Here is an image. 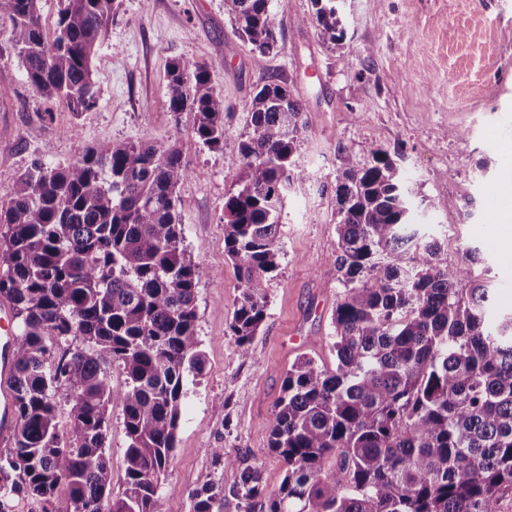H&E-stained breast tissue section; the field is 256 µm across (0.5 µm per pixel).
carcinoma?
Wrapping results in <instances>:
<instances>
[{
    "instance_id": "1",
    "label": "carcinoma",
    "mask_w": 512,
    "mask_h": 512,
    "mask_svg": "<svg viewBox=\"0 0 512 512\" xmlns=\"http://www.w3.org/2000/svg\"><path fill=\"white\" fill-rule=\"evenodd\" d=\"M39 2L0 0L28 82L49 104L89 112L99 104L93 59L119 0H63L50 30ZM337 2L312 0L332 42L344 38ZM224 7L254 49L278 50L284 17L269 0ZM166 78L168 111L193 113L199 142L222 148L224 98L210 67L174 59ZM302 112L287 85L256 92L239 188L224 202V253L241 285L229 330L244 356L266 318L284 193L305 178L293 164ZM192 174L176 146L102 142L71 163L33 161L0 205V296L19 320L0 512L20 494L50 504L62 485L75 512H165L158 481L176 445L185 377L204 367L195 300L206 271L183 247L176 192ZM336 203V366L293 362L269 440L283 479L269 490L246 465L233 495L247 512H492L512 488V313L487 324L490 288L462 287L467 269L422 239L386 150L363 166L341 157ZM114 366L126 376L121 391ZM115 403L128 440L116 494L106 446ZM189 499L191 512H215L224 488Z\"/></svg>"
}]
</instances>
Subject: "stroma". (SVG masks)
Masks as SVG:
<instances>
[{"mask_svg": "<svg viewBox=\"0 0 512 512\" xmlns=\"http://www.w3.org/2000/svg\"><path fill=\"white\" fill-rule=\"evenodd\" d=\"M284 17L278 52L243 42L224 0H121L94 65L99 105L74 115L46 105L27 82L0 19V203L32 161L76 159L80 146L147 140L178 146L194 177L177 189L183 245L206 268L196 297L202 375L186 377L169 468L160 477L166 512H190V490L220 483V512H243L233 491L241 464L277 488L282 462L268 447L284 375L299 356L334 367L332 313L343 288L332 273L340 158L367 163L387 150L418 206L421 235L437 238L452 264L494 294L487 322L512 311V257L494 245L512 232L501 214L512 139V0H342L344 41L313 24L312 0H271ZM208 65L224 99L223 148L196 140L194 116L166 106L171 60ZM273 80L290 85L303 108L295 155L309 178L289 186L281 216L282 253L268 283V315L242 356L229 331L240 283L224 253V202L238 189V143L251 130L250 102ZM50 119H43V112ZM223 449L226 463L215 461Z\"/></svg>", "mask_w": 512, "mask_h": 512, "instance_id": "obj_1", "label": "stroma"}]
</instances>
